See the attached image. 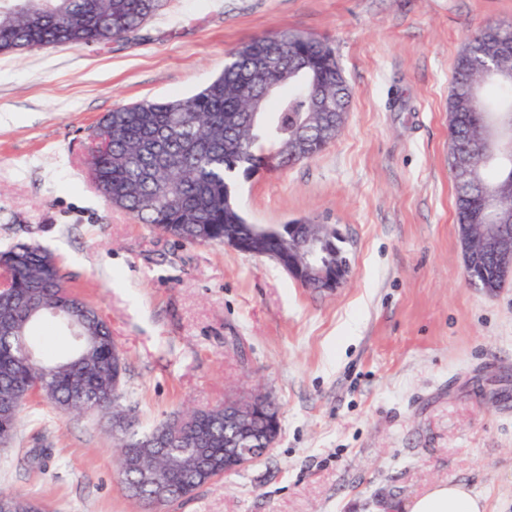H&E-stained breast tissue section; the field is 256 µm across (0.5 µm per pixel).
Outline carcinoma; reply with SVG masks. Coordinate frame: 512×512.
Returning <instances> with one entry per match:
<instances>
[{
	"label": "carcinoma",
	"mask_w": 512,
	"mask_h": 512,
	"mask_svg": "<svg viewBox=\"0 0 512 512\" xmlns=\"http://www.w3.org/2000/svg\"><path fill=\"white\" fill-rule=\"evenodd\" d=\"M160 0H39L45 21L32 29L20 0H0V52L34 46L80 43L102 45L139 29L158 9ZM503 25L476 32L459 52L448 97V157L468 156L484 185L493 186L512 214V181L483 163L477 147L484 140L483 113L512 110V85L489 82L476 101L472 88L481 80L476 61L493 55L495 35ZM276 54L288 61V92L265 100L254 132L246 128L249 101L262 94L273 76L258 71L253 59ZM329 101L325 116L330 133L317 124L315 100ZM350 89L333 48L313 35L288 34L280 41L257 36L231 54L221 75L191 97L123 105L102 118L96 131L90 167L93 183L112 205L139 223L189 244L224 243V226L264 246L282 241L280 230L257 231L234 201L239 177L293 165L318 155L341 132L336 113L345 112ZM309 139L307 154L284 155L283 142ZM458 224L471 223L479 207L478 189L454 186ZM7 298L0 301V401L36 394L55 408L86 409L79 388L100 393L97 407L113 408L124 370L121 355L103 318L70 328L69 311L78 294L66 284L54 255L35 241L15 243L0 251ZM52 319L70 330L73 353L67 358L37 352L26 364L17 357L15 337L30 340L32 326ZM124 426L120 456L130 463L126 481L141 488L145 500L152 488L146 476L157 472L177 490L190 492L222 476L224 406L196 411L193 420L167 448H146L142 441L164 430L162 423L140 432L114 414Z\"/></svg>",
	"instance_id": "carcinoma-1"
}]
</instances>
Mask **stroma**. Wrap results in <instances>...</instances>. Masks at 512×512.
Wrapping results in <instances>:
<instances>
[{"label": "stroma", "instance_id": "obj_1", "mask_svg": "<svg viewBox=\"0 0 512 512\" xmlns=\"http://www.w3.org/2000/svg\"><path fill=\"white\" fill-rule=\"evenodd\" d=\"M489 22L512 25V0H161L102 46L0 53V249L40 242L99 309L125 363L118 411L148 429L227 397L279 408L271 453L159 512H390L448 481L512 512V281L468 285L448 169L453 65ZM283 32L334 48L349 111L320 154L239 179L237 198L255 224L339 225L352 275L334 292L152 232L89 176L107 113L193 95L230 51ZM0 491L145 512L118 481L111 421L38 397L0 447Z\"/></svg>", "mask_w": 512, "mask_h": 512}]
</instances>
